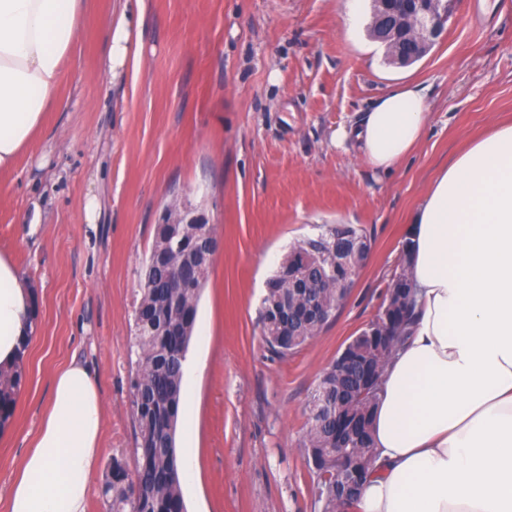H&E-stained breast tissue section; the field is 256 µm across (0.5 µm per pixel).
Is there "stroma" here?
<instances>
[{
  "mask_svg": "<svg viewBox=\"0 0 512 512\" xmlns=\"http://www.w3.org/2000/svg\"><path fill=\"white\" fill-rule=\"evenodd\" d=\"M370 0H90L38 136L0 174V254L37 304L25 381L0 432V485L21 465L53 375L83 362L104 402L105 455L87 512H106L113 457L135 468L134 307L166 205L211 216L222 246L198 306L187 362L201 368L176 446L192 458L188 512H319L307 491V403L323 371L374 318L402 260L411 217L452 152L512 119V12L460 0L416 64L386 65L365 27ZM133 21L138 51L104 80L112 23ZM428 89L414 152L372 168L336 129L402 83ZM96 198L95 222L85 202ZM322 224L371 241L329 321L273 356L259 322L268 278Z\"/></svg>",
  "mask_w": 512,
  "mask_h": 512,
  "instance_id": "1",
  "label": "stroma"
}]
</instances>
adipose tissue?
<instances>
[{
	"label": "adipose tissue",
	"instance_id": "obj_1",
	"mask_svg": "<svg viewBox=\"0 0 512 512\" xmlns=\"http://www.w3.org/2000/svg\"><path fill=\"white\" fill-rule=\"evenodd\" d=\"M88 0H0V172L56 105ZM428 95L404 84L340 128L374 169L408 157ZM416 314L384 372L372 437L377 471L357 512H512V121L454 153L412 216ZM34 298L0 254V367L18 362ZM104 409L80 361L59 369L8 512H86L104 453Z\"/></svg>",
	"mask_w": 512,
	"mask_h": 512
}]
</instances>
